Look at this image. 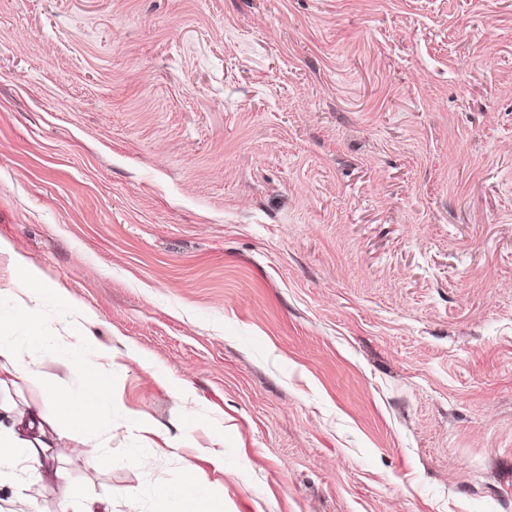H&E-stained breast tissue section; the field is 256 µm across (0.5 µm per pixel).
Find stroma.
<instances>
[{
  "instance_id": "stroma-1",
  "label": "stroma",
  "mask_w": 512,
  "mask_h": 512,
  "mask_svg": "<svg viewBox=\"0 0 512 512\" xmlns=\"http://www.w3.org/2000/svg\"><path fill=\"white\" fill-rule=\"evenodd\" d=\"M0 237L116 352L0 512H512V0H0ZM160 498L171 503L176 512H223V498L204 484L195 474L188 473L183 484L164 490ZM222 507L218 508L217 503Z\"/></svg>"
}]
</instances>
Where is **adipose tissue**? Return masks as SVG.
Instances as JSON below:
<instances>
[{
  "label": "adipose tissue",
  "mask_w": 512,
  "mask_h": 512,
  "mask_svg": "<svg viewBox=\"0 0 512 512\" xmlns=\"http://www.w3.org/2000/svg\"><path fill=\"white\" fill-rule=\"evenodd\" d=\"M0 254L9 256L16 274L14 287L0 289V304L8 309L0 317V388L33 375V368L21 360L25 349L45 356L66 350V357L59 361V373L44 377L49 387L58 388L72 376L79 380L78 390L50 411L39 409L26 413L10 403L0 402V412L8 419L7 424H0V461L20 457L33 469L48 470L53 458L44 439L47 430L65 426L94 438L100 422L93 418L92 408L107 401V389L102 372L85 368L84 354L93 341L84 334V310L63 288L43 281L28 259L1 238ZM48 304L63 309L67 319L53 337L46 336L42 316V309ZM161 498L171 503L175 512H222L217 506V493L192 473L181 486L164 490Z\"/></svg>",
  "instance_id": "1"
}]
</instances>
